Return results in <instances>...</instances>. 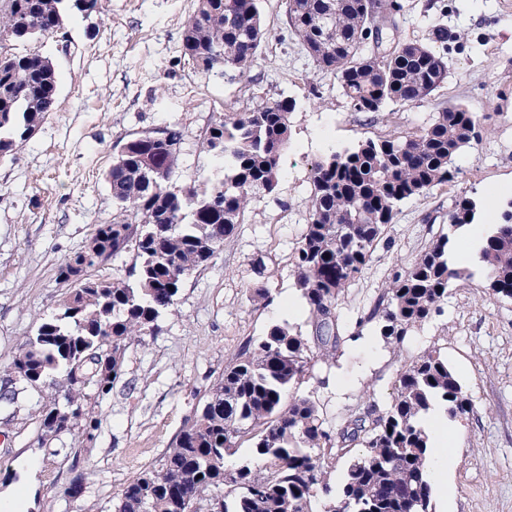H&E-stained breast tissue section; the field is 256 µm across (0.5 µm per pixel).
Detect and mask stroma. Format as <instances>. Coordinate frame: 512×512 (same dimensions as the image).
Segmentation results:
<instances>
[{
  "label": "stroma",
  "mask_w": 512,
  "mask_h": 512,
  "mask_svg": "<svg viewBox=\"0 0 512 512\" xmlns=\"http://www.w3.org/2000/svg\"><path fill=\"white\" fill-rule=\"evenodd\" d=\"M398 36L431 42L448 30V81L426 102L357 112L335 79L297 45L280 39L284 0H264L268 38L249 77L204 73L180 59L182 25L194 0H98L65 35L19 42L16 52L52 60L56 108L34 134L0 157V512H114L123 487L158 465L184 421L248 340L271 323L309 334L293 252L307 224L312 165L362 140L420 132L434 112L457 104L485 119L480 140L455 160L454 182L405 200L361 274L338 302L352 340L292 389L327 422L368 403L386 407L404 366L425 349L447 358L474 411L451 419L454 451L448 502L433 512H512V299L489 295L481 272L448 293L441 314L411 329L400 349L374 324L356 327L395 272L448 231L456 198L477 203L481 223L500 221L512 200V0H405ZM294 99L290 140L276 195H253L233 236L186 277L158 335L130 345L124 374L95 406L100 425L86 450L60 434L38 443L49 390L27 383L12 362L71 286L58 269L83 250L116 210L106 174L120 145L168 125L182 132L176 185L200 184L218 167L202 146L220 114ZM272 301H254L255 289ZM82 478L84 493L67 488Z\"/></svg>",
  "instance_id": "1"
}]
</instances>
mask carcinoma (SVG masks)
<instances>
[{"mask_svg": "<svg viewBox=\"0 0 512 512\" xmlns=\"http://www.w3.org/2000/svg\"><path fill=\"white\" fill-rule=\"evenodd\" d=\"M98 0H0V155L26 141L55 109L57 74L36 53L17 54L10 43L37 40L63 28L64 18L88 14ZM286 0V31L316 68L332 75L356 112L430 98L448 79V57L434 46L396 41L378 52L384 18L404 10L402 0ZM265 30L261 0H195L181 31V57L204 71L249 77ZM295 104L285 98L250 112L218 116L203 147L222 175L204 187L173 185L182 133L166 140L147 130L124 143L106 179L116 213L92 237L97 256L82 253L60 270L78 287L57 312L41 319L13 361L27 382L54 391L45 407L39 444L62 429L94 440L99 420L92 401L123 375L130 344L160 331L185 278L206 265L235 232L252 195L271 194L290 138ZM482 119L460 105L435 113L413 135L368 138L335 151L311 169L309 221L293 255L297 287L312 335L274 322L249 341L204 396L157 467L143 469L121 492L116 512H308L321 495L326 512H432L422 416L441 405L457 417L473 411L440 349L425 351L399 375L390 404L371 405L330 424L309 397L290 388L316 358L336 355L341 336L337 306L346 286L370 261L393 223L398 205L454 181L455 158L481 137ZM477 204L455 200L450 227L473 224ZM134 249L133 284L107 283L90 272ZM451 237L440 235L405 270L395 274L356 328L373 322L386 344L398 348L409 331L441 312L452 285L469 274L450 260ZM490 294L512 298V202L481 251ZM92 367L81 374L74 363ZM250 460L229 456L243 444ZM362 454L340 482H330V460L353 448Z\"/></svg>", "mask_w": 512, "mask_h": 512, "instance_id": "1", "label": "carcinoma"}]
</instances>
